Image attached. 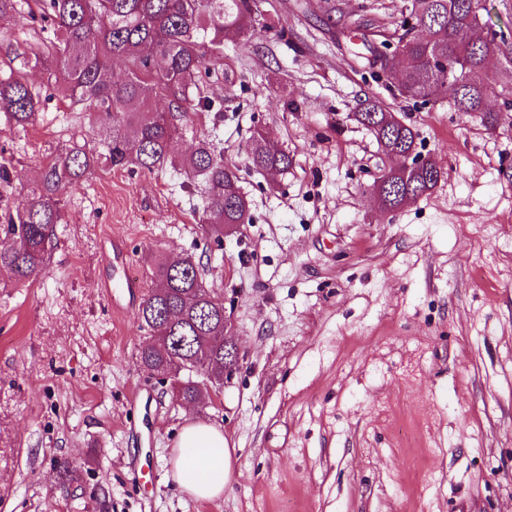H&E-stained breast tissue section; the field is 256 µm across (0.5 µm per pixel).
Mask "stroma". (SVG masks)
Masks as SVG:
<instances>
[{
  "instance_id": "1",
  "label": "stroma",
  "mask_w": 512,
  "mask_h": 512,
  "mask_svg": "<svg viewBox=\"0 0 512 512\" xmlns=\"http://www.w3.org/2000/svg\"><path fill=\"white\" fill-rule=\"evenodd\" d=\"M256 35L228 42L179 144L213 143L251 220L216 238L182 172L101 168L65 195L36 280L0 283V512H512V126L398 97L362 34L393 46L411 0H256ZM42 38L0 18V61ZM375 96L445 169L396 214L371 197L383 160L355 122ZM293 158L249 164L255 131ZM84 106L0 114V216L23 210L47 156L93 140ZM136 291L107 295L108 246ZM193 257L234 323L239 369L218 398L174 402L139 361L155 261ZM234 450L223 496L172 478L189 420ZM82 476L62 490L58 460Z\"/></svg>"
}]
</instances>
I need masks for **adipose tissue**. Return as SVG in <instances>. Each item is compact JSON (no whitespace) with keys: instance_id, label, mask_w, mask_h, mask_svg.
I'll return each instance as SVG.
<instances>
[{"instance_id":"obj_1","label":"adipose tissue","mask_w":512,"mask_h":512,"mask_svg":"<svg viewBox=\"0 0 512 512\" xmlns=\"http://www.w3.org/2000/svg\"><path fill=\"white\" fill-rule=\"evenodd\" d=\"M174 461V479L199 500L221 497L232 474V450L223 432L204 421L189 422L183 429Z\"/></svg>"}]
</instances>
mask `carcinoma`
I'll list each match as a JSON object with an SVG mask.
<instances>
[{
    "label": "carcinoma",
    "instance_id": "1",
    "mask_svg": "<svg viewBox=\"0 0 512 512\" xmlns=\"http://www.w3.org/2000/svg\"><path fill=\"white\" fill-rule=\"evenodd\" d=\"M472 0H412L411 11L428 30V39L406 43L400 65L407 100L431 96L446 100L460 112L480 115L495 128L512 115L484 109V96L512 86V51L492 48L473 39L483 20L473 13ZM253 0H35L38 10H25L24 0H0V16L26 15L40 20L49 39L31 50L23 65L49 63L48 88L63 99L86 105L97 129L99 144L74 146L50 160L31 201L0 224V275L15 283L33 280L45 269L54 246L56 225L62 220L65 194L102 168H137L152 172L163 167L185 169L187 178H200L208 188L202 229L220 238L224 229L250 223L249 201L237 172L224 156L201 140L187 157L177 144L189 113L214 102L202 96V72L207 59L217 58L226 41L255 34ZM501 59L502 78L493 82L486 71L488 53ZM123 62L127 77L112 79V62ZM156 98L168 100V111L153 109ZM40 93L25 78L9 70L0 78V112L25 127L39 111ZM393 108L367 97L354 108L358 123L375 137L379 149L391 153L416 150L412 127L392 123ZM249 162L267 175L288 170L292 158L262 132L254 133ZM444 178V168L432 157L409 171L389 172V183L372 190L377 204L407 205L427 195ZM154 288L139 308L149 332L139 349L142 365L157 372H176L204 347L208 363L202 373L220 380L224 361V300L207 287L199 265L187 257L160 261L151 271ZM183 403L201 402L203 378L181 377ZM65 489L81 482L79 471L65 460L57 464Z\"/></svg>",
    "mask_w": 512,
    "mask_h": 512
}]
</instances>
